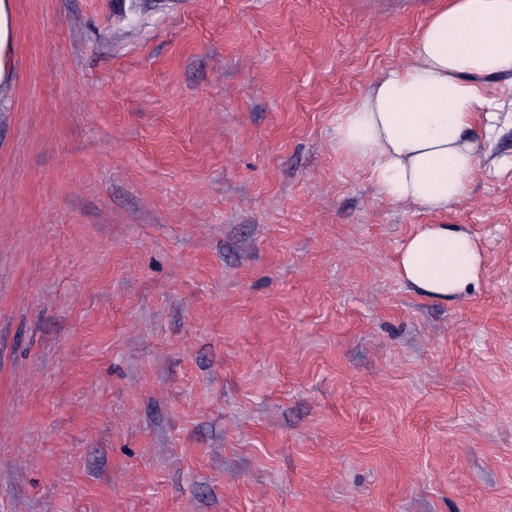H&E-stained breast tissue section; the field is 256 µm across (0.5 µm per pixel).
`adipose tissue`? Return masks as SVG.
Here are the masks:
<instances>
[{
	"label": "adipose tissue",
	"mask_w": 512,
	"mask_h": 512,
	"mask_svg": "<svg viewBox=\"0 0 512 512\" xmlns=\"http://www.w3.org/2000/svg\"><path fill=\"white\" fill-rule=\"evenodd\" d=\"M512 71V0H440L408 65L388 71L338 117L343 153L364 166L381 198L433 212L462 197ZM482 251L459 224H420L404 240L398 275L432 299L475 288Z\"/></svg>",
	"instance_id": "1"
}]
</instances>
